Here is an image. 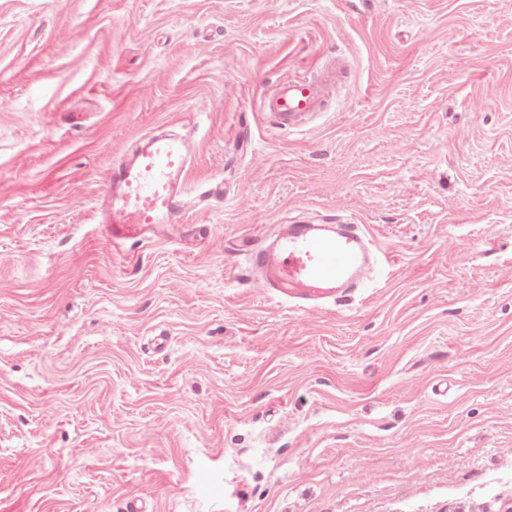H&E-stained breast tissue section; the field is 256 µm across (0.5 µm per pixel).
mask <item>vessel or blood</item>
I'll list each match as a JSON object with an SVG mask.
<instances>
[{"instance_id":"obj_1","label":"vessel or blood","mask_w":512,"mask_h":512,"mask_svg":"<svg viewBox=\"0 0 512 512\" xmlns=\"http://www.w3.org/2000/svg\"><path fill=\"white\" fill-rule=\"evenodd\" d=\"M335 74L331 68L313 78H280L272 92L261 96L260 107L275 127H296L302 117L320 110ZM192 154L189 137L150 132L114 155L101 212L103 223L112 228L113 247L175 222ZM388 263L365 232L340 214L295 221L271 243L246 250V268L257 292L286 295L306 315L359 284L381 287Z\"/></svg>"}]
</instances>
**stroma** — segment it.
Here are the masks:
<instances>
[{"mask_svg":"<svg viewBox=\"0 0 512 512\" xmlns=\"http://www.w3.org/2000/svg\"><path fill=\"white\" fill-rule=\"evenodd\" d=\"M158 128L224 190L113 252V154ZM340 206L388 287L256 292L244 244ZM133 499L512 512V0H0V512ZM336 65L324 70L319 77H283L276 81L272 92L262 95L260 107L279 129L295 128L299 120L319 112L334 83Z\"/></svg>","mask_w":512,"mask_h":512,"instance_id":"1","label":"stroma"}]
</instances>
